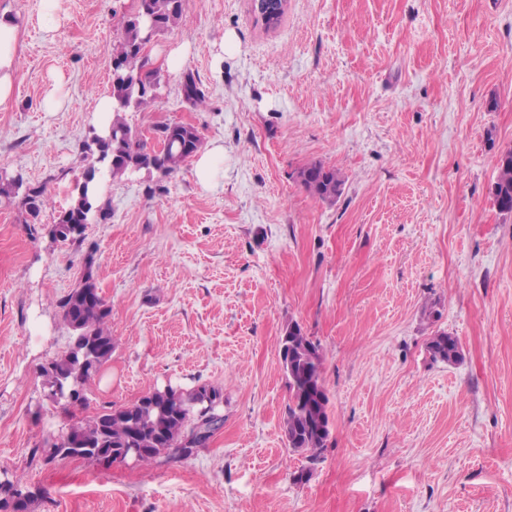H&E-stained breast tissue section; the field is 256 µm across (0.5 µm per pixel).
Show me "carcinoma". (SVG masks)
Listing matches in <instances>:
<instances>
[{
  "label": "carcinoma",
  "mask_w": 512,
  "mask_h": 512,
  "mask_svg": "<svg viewBox=\"0 0 512 512\" xmlns=\"http://www.w3.org/2000/svg\"><path fill=\"white\" fill-rule=\"evenodd\" d=\"M184 2L137 0L136 9L122 15L121 38L112 45V124L85 143L88 165L74 187L70 207L52 225L53 238L73 240L77 235L71 227L110 219L109 207L99 203V195L93 191L102 177L115 180L151 170L169 174L201 148L202 137L195 127L174 123L155 128L161 148L152 149L127 119V113L142 111L155 101L158 76L147 69L144 47L178 23ZM181 92L192 106L207 107L206 94L192 74L185 75ZM496 167L498 175L489 193L499 212L512 215V148L497 155ZM296 178L309 195L321 201L335 200L344 185L339 171L320 163L300 167ZM18 197L34 220L48 204L45 187L28 185L20 176L1 174L0 202L10 203ZM60 308L73 331L71 344L64 354L43 367L42 374L48 396L56 403L65 408L83 407L87 404L86 385L112 357L113 348L110 308L98 292L91 264H86L81 285L60 301ZM429 349L436 361L454 364L462 358L458 338L446 332L436 334ZM279 352L290 392L284 436L288 448L305 456L309 463L298 474L301 480L320 460L321 451L331 438L329 397L322 380L324 356L320 345L296 323L284 330ZM222 402L221 390L214 386L201 385L189 391L167 386L129 406L104 407L88 419H68L60 436L77 446L53 443L33 449L32 457L42 453L49 461L79 457L97 464L100 456L116 459L128 448L140 450L137 462L144 465L170 450L188 457L205 447L223 426L224 418L219 413ZM21 493V478L8 476L7 482L0 484V512H17L15 497Z\"/></svg>",
  "instance_id": "cac0c4a2"
}]
</instances>
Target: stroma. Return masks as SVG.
I'll use <instances>...</instances> for the list:
<instances>
[{
    "label": "stroma",
    "instance_id": "1",
    "mask_svg": "<svg viewBox=\"0 0 512 512\" xmlns=\"http://www.w3.org/2000/svg\"><path fill=\"white\" fill-rule=\"evenodd\" d=\"M135 3L55 0L47 18L43 0H0L20 59L0 170L50 198L35 221L0 203V471L33 512H512V217L488 196L512 148V0H288L269 29L251 0H185L147 47L155 102L127 118L223 144V179L201 189L187 164L107 180L110 219L54 240ZM179 45L207 108L163 69ZM312 162L343 174L335 202L297 182ZM88 267L113 349L75 416L218 387L224 424L192 456L32 459L66 422L40 368L68 348L59 302ZM291 323L319 343L330 399L303 481L283 432ZM443 331L461 363L433 360Z\"/></svg>",
    "mask_w": 512,
    "mask_h": 512
}]
</instances>
